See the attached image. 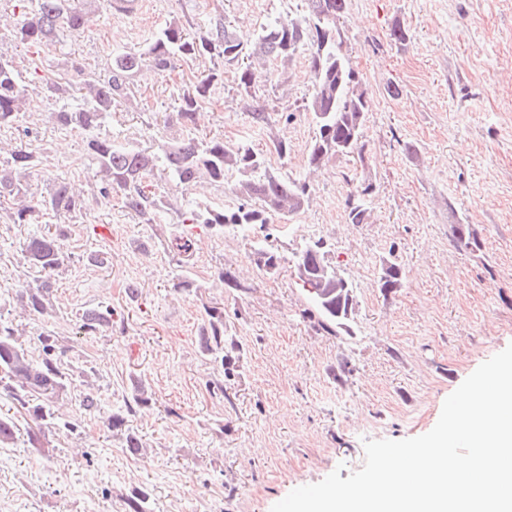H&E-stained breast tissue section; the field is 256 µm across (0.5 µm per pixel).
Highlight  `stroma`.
I'll return each mask as SVG.
<instances>
[{"label":"stroma","instance_id":"35a3bbf8","mask_svg":"<svg viewBox=\"0 0 512 512\" xmlns=\"http://www.w3.org/2000/svg\"><path fill=\"white\" fill-rule=\"evenodd\" d=\"M93 16L64 34L42 57L69 80L67 94L36 93L15 125L0 129V146L22 144L43 158L30 179L46 192L69 177L86 208L68 218L62 240L71 254L54 277L55 313L33 317L16 297L33 282L22 246L45 233V218L15 224L0 216V314L37 350L42 329L58 333L69 362L91 370L56 403L60 428L41 447L23 439L0 445V512H128L127 500L148 496V512H271L292 489L341 477L364 464L367 440H401L429 432L445 399L484 361L512 344V0H350L342 33L350 63L366 92L362 157H341L316 171L307 165L315 126L304 105L310 94L307 53L288 68L272 67L257 104L268 121L254 126L237 87L236 68L207 58H175L161 74L134 76V102L112 109L102 134L147 151L181 136L177 99L188 78L224 73L223 87L198 108L193 128L267 151L286 139L287 159L269 157L283 178L308 177L310 194L293 215L271 216L267 229L199 231L194 284L177 285L163 248L176 211L188 206L236 209L230 186L199 181L181 187L156 180L172 207L155 223H139L119 197L103 200L91 173L86 135L58 125L54 112L81 102L80 70H98L113 56L138 53L170 21L191 35L217 22L251 43L267 24L305 9V0H143L136 14L112 12L102 0H82ZM401 25L410 41L391 40ZM402 94L391 99L388 85ZM293 119H286V112ZM413 151H405V144ZM372 182L369 223L353 224L345 201ZM470 225L480 250L457 241L453 227ZM268 238L281 256L278 274L257 266L252 243ZM323 239L328 260L354 287L350 329L323 331L293 272L295 253ZM102 250L106 266L86 256ZM397 261L399 287L380 282ZM231 270L242 290L224 287ZM138 282V301L126 296ZM224 307V337L233 341L234 374L222 380L199 349L206 307ZM112 310L110 331L80 333L76 316ZM349 376H342V366ZM147 405L126 413L135 388ZM92 391L98 408L84 410ZM123 414L144 450L130 454L106 420Z\"/></svg>","mask_w":512,"mask_h":512}]
</instances>
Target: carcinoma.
Segmentation results:
<instances>
[{
    "instance_id": "cac0c4a2",
    "label": "carcinoma",
    "mask_w": 512,
    "mask_h": 512,
    "mask_svg": "<svg viewBox=\"0 0 512 512\" xmlns=\"http://www.w3.org/2000/svg\"><path fill=\"white\" fill-rule=\"evenodd\" d=\"M20 15L12 31L14 42L38 53L56 45L60 34L77 32L89 20V13L71 4V0H16ZM307 12L298 17L276 20L258 35L251 50H246L232 29L218 23L207 35L192 37L177 21L169 22L140 53L112 58L99 71L84 73L82 104L73 111L53 113L63 126L89 134L87 150L95 168L94 177L100 194L121 198L124 207L151 224L157 212L170 206L168 199L145 190L144 179L161 169L186 187L201 178L222 184L228 176L236 177L234 193L241 204L234 210L205 207L179 211L176 229L165 240L164 250L181 271L179 285H191L195 238L185 227L203 224L214 234L224 233L233 225L248 229L268 223L267 215L288 216L301 210L308 201L310 186L302 179H284L267 171L268 156L241 145L229 149L217 137L193 134L162 144L158 152L116 145L112 138L98 134L108 121L112 103L130 102L135 96L133 75L148 65L159 73L167 72L175 57L219 58L238 66L237 81L241 92L249 95L261 78L258 67L269 61L286 64L301 49L309 51L312 92L305 110L316 126L308 149V163L320 166L340 157L363 158L365 91L347 57L340 22L349 0H306ZM223 74L211 72L195 78L179 98V112L189 125L199 105L209 99L223 83ZM17 69L12 56L0 50V128L12 126L22 108L30 102V85ZM41 165V158L23 146L9 152L7 165L0 166V211L8 208L16 224H27L34 215L75 216L85 209V199L71 182L57 178L44 195L31 191L28 178ZM371 183H365L346 200L348 219L366 224L371 218ZM64 230L30 238L23 246L29 268L44 274L34 284L23 287L21 306L30 314L49 315L51 277L69 265L70 255L60 243ZM258 266L268 275L278 273L281 257L271 247L255 249ZM294 272L319 316L321 328L335 335L349 330L348 311L355 308L354 289L325 259L323 242L306 243L294 255ZM403 279V269L395 262L382 268L381 287L396 288ZM79 329L95 334L112 328V310L88 308L77 317ZM13 321L0 316V384L10 389L19 409L13 416L0 414V443L13 440L24 432L27 442L36 444L41 434L57 425L51 408L53 400L66 395L75 377V367L61 360L56 333L48 328L37 336L42 350L35 357L19 340ZM199 346L223 374L229 373L228 355L224 354V308L210 306L200 328Z\"/></svg>"
}]
</instances>
